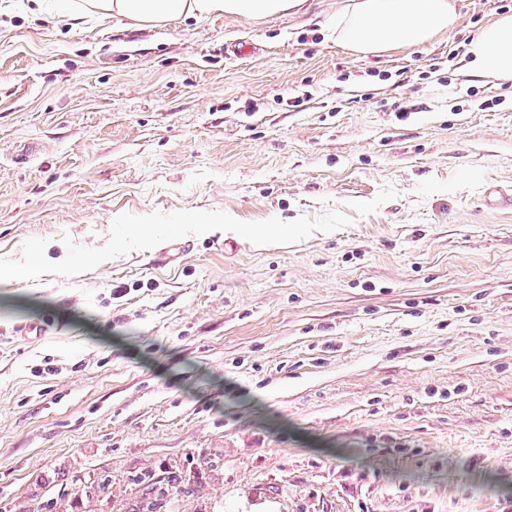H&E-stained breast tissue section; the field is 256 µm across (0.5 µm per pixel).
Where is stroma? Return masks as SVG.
I'll use <instances>...</instances> for the list:
<instances>
[{"label": "stroma", "instance_id": "stroma-1", "mask_svg": "<svg viewBox=\"0 0 512 512\" xmlns=\"http://www.w3.org/2000/svg\"><path fill=\"white\" fill-rule=\"evenodd\" d=\"M7 3L0 512H135L147 470L183 486L157 512H512V212L481 203L512 81L466 68L512 0L368 55L344 0L144 28Z\"/></svg>", "mask_w": 512, "mask_h": 512}]
</instances>
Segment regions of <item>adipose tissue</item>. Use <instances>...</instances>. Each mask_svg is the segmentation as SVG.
Listing matches in <instances>:
<instances>
[{"mask_svg":"<svg viewBox=\"0 0 512 512\" xmlns=\"http://www.w3.org/2000/svg\"><path fill=\"white\" fill-rule=\"evenodd\" d=\"M37 13L52 12L72 21L94 14L121 17L135 26L224 13L244 18L276 15L298 0H32ZM457 21L453 0H353L336 23V37L351 51L381 54L427 42ZM469 67L478 77L512 80V15L484 27L472 40Z\"/></svg>","mask_w":512,"mask_h":512,"instance_id":"ef3b65f1","label":"adipose tissue"}]
</instances>
